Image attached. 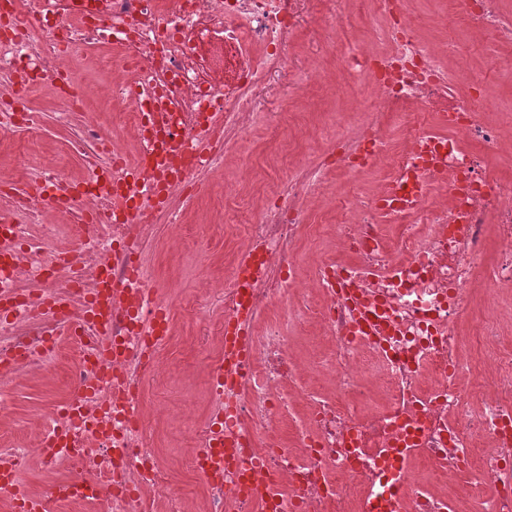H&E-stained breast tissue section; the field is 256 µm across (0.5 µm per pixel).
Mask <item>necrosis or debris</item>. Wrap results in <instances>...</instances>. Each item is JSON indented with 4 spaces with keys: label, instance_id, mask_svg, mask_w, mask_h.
Here are the masks:
<instances>
[{
    "label": "necrosis or debris",
    "instance_id": "obj_1",
    "mask_svg": "<svg viewBox=\"0 0 512 512\" xmlns=\"http://www.w3.org/2000/svg\"><path fill=\"white\" fill-rule=\"evenodd\" d=\"M103 24L64 16L55 0H0V152L17 172L0 193L11 224L0 227V257L20 272L0 274L15 305L0 318V415L17 371L61 366L81 394L87 425L70 427L58 409L45 433L68 428L62 447L0 441V499L20 493L31 455L45 469L66 465L55 482L72 512H456L448 491L481 476L482 512H512V339L496 312L479 316L472 336L491 347L488 367L461 355L462 325L477 296L498 304L512 294V189L488 160L512 148V125L496 121L497 97L478 94L487 78L512 79V29L497 0H448L474 41L496 37L505 53L476 66L448 42L421 37L417 0H102ZM378 15L368 37L352 39L339 20L347 5ZM324 18L310 36L339 47L347 67L303 66L292 45L307 13ZM102 51L104 98L112 125L87 99L77 49ZM301 96L348 80L354 111L366 120L325 153L352 172L379 169L371 191L336 207L322 163L300 161L274 200L255 199L252 219L224 271L215 275L186 214L174 206L223 197L236 202L266 171L241 163L224 181L231 147L248 143L262 93L282 77ZM36 87L52 88L57 119L77 123L71 150L89 172L75 178L50 161L35 176L17 143L38 137L33 108H17ZM175 100L174 129L185 140L175 159L182 177L167 183L165 208L154 188L130 186L152 93ZM405 117L390 146L386 117ZM78 202L60 205L57 187ZM339 210L336 255L296 273L298 248L312 226L308 210ZM135 223H128V216ZM170 225L206 276L193 302V346L210 347L209 417L190 438V455L163 460L143 404L148 384L167 375L174 336L143 333L157 306L178 302V281L158 285L140 255L154 225ZM58 293L62 333L44 309ZM224 316L210 320V307ZM244 356L229 364L227 329ZM329 343L323 360L300 365L293 331ZM224 477H204L209 458Z\"/></svg>",
    "mask_w": 512,
    "mask_h": 512
}]
</instances>
